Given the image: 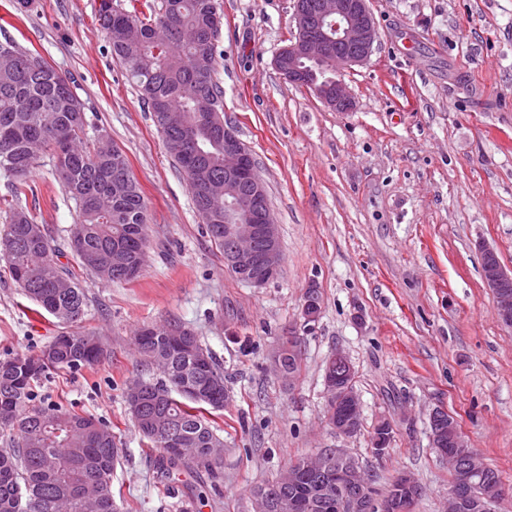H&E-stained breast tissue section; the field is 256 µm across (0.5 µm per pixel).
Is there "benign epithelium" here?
<instances>
[{"label": "benign epithelium", "mask_w": 512, "mask_h": 512, "mask_svg": "<svg viewBox=\"0 0 512 512\" xmlns=\"http://www.w3.org/2000/svg\"><path fill=\"white\" fill-rule=\"evenodd\" d=\"M370 0H317L310 4L306 0H293L296 33L276 53L273 64L288 82L303 85L336 112L353 109L354 101L343 82L333 80L317 85L310 80L306 63H334L336 68L363 65L373 55L378 45V30L369 7ZM224 209L240 215L236 223H224V267L235 272L245 283L262 286L280 271L282 248L274 213L268 200L263 180L257 173L254 157L249 148L238 138L229 125H224ZM482 257L493 263V272L485 286L497 298V313L504 323H512V269L505 267L496 252L485 247ZM316 301L308 300L302 309L300 326L309 329L319 316ZM354 366L341 352L334 353L327 361L324 383L327 395V423L337 435L351 438L356 435V416L360 413V399L351 392L348 380ZM433 425L432 447L448 461V468L455 473V490L448 493L453 512L463 510L464 490L478 492L474 499L473 512H488L490 499L474 480L475 474L486 469L475 452L462 459L446 453L444 447L453 444L465 448L461 430L455 418L443 408L430 413ZM384 431L374 442L373 454L382 457L394 437L392 424L383 420ZM155 434L164 435L166 444L179 447L181 436L173 425L164 420L154 424ZM335 458L344 463L338 476L356 485V494L349 501H337L333 488H327L330 500L336 501L338 512H394L388 501H378L367 492L370 481L358 482L362 467L344 448H331L318 456L307 458L310 468L321 467V461Z\"/></svg>", "instance_id": "1"}]
</instances>
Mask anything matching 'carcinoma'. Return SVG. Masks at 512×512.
<instances>
[{
    "label": "carcinoma",
    "instance_id": "cac0c4a2",
    "mask_svg": "<svg viewBox=\"0 0 512 512\" xmlns=\"http://www.w3.org/2000/svg\"><path fill=\"white\" fill-rule=\"evenodd\" d=\"M126 9L100 0L98 20L112 52L124 67L148 111L152 112L170 158L187 184L198 188L224 179V91L214 79L221 59L216 33L217 0H130ZM0 169L12 179L15 198L33 191L29 175L42 156L51 154L54 172L78 210L67 245L78 267L110 282L139 277L147 244V206L125 155L109 137L92 145L83 140L86 106L69 79L39 55L0 44ZM206 234L224 251V197L204 198L196 205ZM50 225L42 214L10 208L0 259L26 298L62 325L80 323L91 307L86 289L69 266L61 263ZM121 258L136 269L132 277L112 271ZM141 327L133 344L141 367L161 365L160 378H139L127 386L143 388L142 409L129 410L140 434L159 451L154 466L172 488L181 469L216 472L224 443L207 414L224 408V370L216 355L188 331L202 362L187 361L175 336L147 334ZM52 361L42 354H18L0 362V429L15 436L0 448V512H116L112 474L119 448L102 419L35 404L33 385L52 370H78L106 356L89 332L70 331L49 344ZM194 379L205 398L183 392ZM182 431L187 454H168L151 425L157 418ZM303 459L289 464L300 470L286 489L279 478L251 490V512H267L264 498L277 494L312 504L301 512H336L321 505L324 474L302 470Z\"/></svg>",
    "mask_w": 512,
    "mask_h": 512
}]
</instances>
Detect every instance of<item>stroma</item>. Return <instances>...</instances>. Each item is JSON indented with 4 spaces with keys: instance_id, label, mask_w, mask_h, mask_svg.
Masks as SVG:
<instances>
[{
    "instance_id": "1",
    "label": "stroma",
    "mask_w": 512,
    "mask_h": 512,
    "mask_svg": "<svg viewBox=\"0 0 512 512\" xmlns=\"http://www.w3.org/2000/svg\"><path fill=\"white\" fill-rule=\"evenodd\" d=\"M216 78L224 117L257 162L280 226L278 275L254 287L224 267L183 173L150 112L112 56L99 0H0V43L38 53L75 82L86 141L108 135L148 207L140 277L81 275L93 304L81 327L108 355L61 370L41 401L110 425L121 450L112 492L124 512H250L251 490L296 458L326 448L357 457L377 489L409 473L415 512H446L448 465L430 446L429 414L456 418L471 448L512 492V327L482 279V246L512 267V0H370L380 41L369 63L338 70L355 101L337 112L275 70L296 32L292 0H220ZM40 211L66 244L75 203L42 157ZM321 312L302 333L301 370L279 377L271 352L300 323L309 288ZM191 329L224 367L229 399L212 419L224 440L217 490L182 474L178 496L158 484V455L124 392L143 370L132 337L147 323ZM63 330L38 314L0 260V361L36 354ZM355 368L362 427L336 436L323 416L332 352ZM391 420L375 457L370 432Z\"/></svg>"
}]
</instances>
